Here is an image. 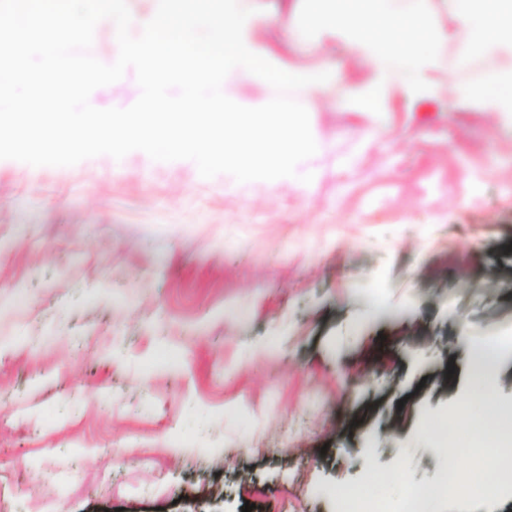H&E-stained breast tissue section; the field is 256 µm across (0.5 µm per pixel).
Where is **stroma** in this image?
<instances>
[{
  "label": "stroma",
  "instance_id": "stroma-1",
  "mask_svg": "<svg viewBox=\"0 0 512 512\" xmlns=\"http://www.w3.org/2000/svg\"><path fill=\"white\" fill-rule=\"evenodd\" d=\"M282 2L258 0L260 41L316 69ZM369 77L299 90L305 191L142 152L0 160V512H336L364 486L395 510L439 481L441 419L512 407V126L441 98L342 108ZM433 512H512V482ZM497 358L489 349L473 348L471 350V378L472 386L478 393L487 391L492 383Z\"/></svg>",
  "mask_w": 512,
  "mask_h": 512
}]
</instances>
